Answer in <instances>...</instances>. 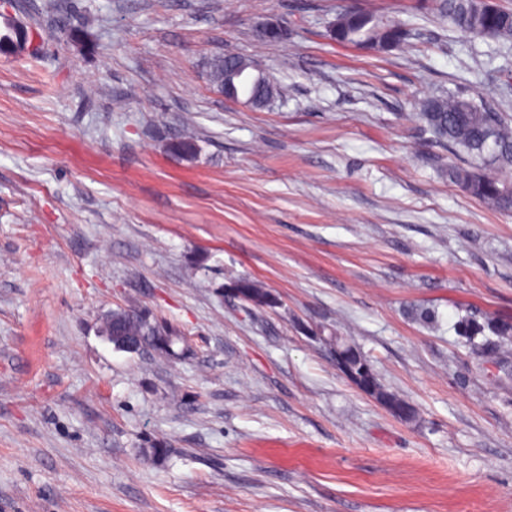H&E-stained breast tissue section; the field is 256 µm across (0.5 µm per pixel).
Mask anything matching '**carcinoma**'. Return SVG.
<instances>
[{
  "label": "carcinoma",
  "mask_w": 512,
  "mask_h": 512,
  "mask_svg": "<svg viewBox=\"0 0 512 512\" xmlns=\"http://www.w3.org/2000/svg\"><path fill=\"white\" fill-rule=\"evenodd\" d=\"M438 12L451 27L475 38L512 42V10L493 0H439ZM3 26L0 55L13 56L17 41L13 19L3 17ZM329 34L339 43L385 53L404 45L411 38V29L394 19L348 8L336 15ZM250 67V61L241 56L215 55L206 62V75L210 84L221 91L230 80L231 69L247 72ZM419 115L439 142L474 160L465 166L449 167V179L470 196L504 214L512 213V181L506 178L512 170V121L492 111L482 99L455 94L425 98ZM170 149L192 157L197 150L196 140L192 134L184 133L172 141ZM105 320L112 321L116 335L128 341L151 340L167 329L145 319L136 309H116ZM457 330L470 340L483 336L478 347L483 361L503 369L508 377L512 375V323L493 319L480 323L467 318L458 322Z\"/></svg>",
  "instance_id": "1"
}]
</instances>
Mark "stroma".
Segmentation results:
<instances>
[{
    "mask_svg": "<svg viewBox=\"0 0 512 512\" xmlns=\"http://www.w3.org/2000/svg\"><path fill=\"white\" fill-rule=\"evenodd\" d=\"M28 2L37 56L0 57V512H512V378L456 330L512 323V217L449 180L418 115L494 85L512 119V47L435 0ZM350 6L416 37L340 44ZM269 17L285 40L258 37ZM216 53L280 96L225 100ZM118 308L179 331L175 356L116 349ZM330 336L414 419L339 373ZM250 67L249 60L236 55L228 56L225 59L223 55L212 56L207 60L205 66L208 81L221 92H223L224 83L231 79L230 70L232 68H241L248 72Z\"/></svg>",
    "mask_w": 512,
    "mask_h": 512,
    "instance_id": "35a3bbf8",
    "label": "stroma"
}]
</instances>
